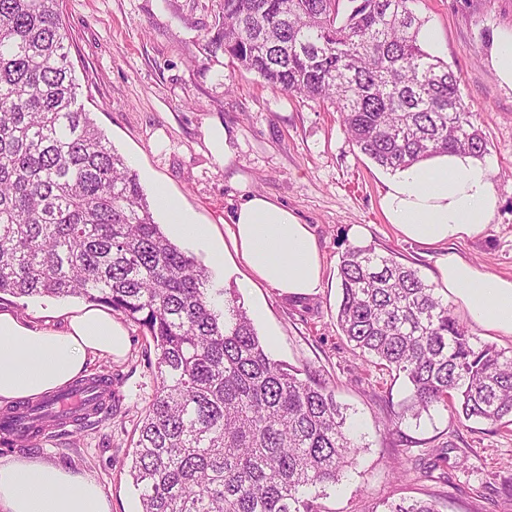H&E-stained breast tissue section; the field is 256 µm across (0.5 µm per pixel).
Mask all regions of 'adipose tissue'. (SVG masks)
Wrapping results in <instances>:
<instances>
[{"label":"adipose tissue","instance_id":"ef3b65f1","mask_svg":"<svg viewBox=\"0 0 512 512\" xmlns=\"http://www.w3.org/2000/svg\"><path fill=\"white\" fill-rule=\"evenodd\" d=\"M384 218L407 240L438 247L481 234L497 198L492 169L464 153H442L394 170L384 182ZM178 236L208 248L209 232L166 191L157 195ZM234 250L249 271L242 282H262L279 295L313 296L323 286V265L311 225L288 207L252 193L228 228ZM438 281L482 330L512 336V278L473 265L455 253L438 258ZM131 340L101 309L68 313L61 330L0 309V405L51 396L83 376L88 360L121 358ZM0 512H112L92 478L34 458L0 461Z\"/></svg>","mask_w":512,"mask_h":512}]
</instances>
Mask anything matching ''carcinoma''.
I'll list each match as a JSON object with an SVG mask.
<instances>
[{"label": "carcinoma", "mask_w": 512, "mask_h": 512, "mask_svg": "<svg viewBox=\"0 0 512 512\" xmlns=\"http://www.w3.org/2000/svg\"><path fill=\"white\" fill-rule=\"evenodd\" d=\"M61 0H0V294L82 297L121 312L158 350L129 475L141 512H324L355 461L334 390L272 359L237 298L161 229L137 174L78 103ZM413 0H221L209 54L322 102L383 168L488 141L460 74L425 51ZM336 322L353 354L405 378L418 416L512 425V354L472 342L419 271L351 245ZM63 394L0 411L8 447L34 446ZM385 512H439L402 498Z\"/></svg>", "instance_id": "cac0c4a2"}]
</instances>
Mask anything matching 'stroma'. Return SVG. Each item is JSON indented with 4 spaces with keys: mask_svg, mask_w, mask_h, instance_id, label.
<instances>
[{
    "mask_svg": "<svg viewBox=\"0 0 512 512\" xmlns=\"http://www.w3.org/2000/svg\"><path fill=\"white\" fill-rule=\"evenodd\" d=\"M220 0H62L71 35L78 100L134 170L148 200L164 189L216 244L229 240L235 208L254 191L288 205L311 224L324 263L321 292L283 297L257 285L239 289L242 263L214 261L190 247L214 287L237 293L271 357L316 371L335 389L359 447L353 466L321 501L325 512H383L401 497L439 500L441 512H512V425L458 422L441 408L404 415L403 379L354 357L336 322L337 265L345 247L374 245L432 279L442 251L405 240L385 220L380 196L388 171L353 145L333 108L296 98L257 75L208 56L203 41ZM442 36L440 58L461 75L460 92L488 141L498 207L492 224L453 251L483 270L512 277V89L488 61L493 31L512 27V0H414ZM229 135L233 159L221 165L208 149V128ZM366 233L355 237L353 225ZM75 299L0 294V308L25 317L78 307ZM125 358L96 359L90 374L111 376L112 410L83 429H51L32 456L96 479L112 512H140L126 468L158 380L157 351L131 320ZM395 430H388L391 419ZM448 461L437 464L439 452Z\"/></svg>",
    "mask_w": 512,
    "mask_h": 512,
    "instance_id": "35a3bbf8",
    "label": "stroma"
}]
</instances>
